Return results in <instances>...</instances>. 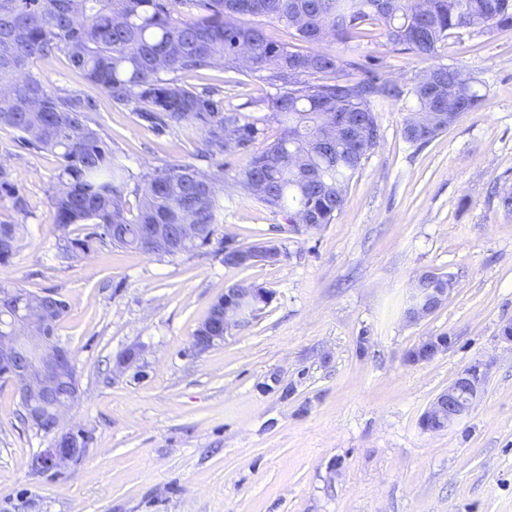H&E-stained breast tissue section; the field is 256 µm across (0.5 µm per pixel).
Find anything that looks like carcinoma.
<instances>
[{"mask_svg": "<svg viewBox=\"0 0 512 512\" xmlns=\"http://www.w3.org/2000/svg\"><path fill=\"white\" fill-rule=\"evenodd\" d=\"M0 0V127L21 134L33 148L61 160L49 194L58 235V254L73 261L96 244L142 251L148 224H198L186 253L211 243L220 211L224 171L186 163L136 172L115 153L93 127L91 100L49 88L33 73L37 58L64 54L84 78L99 87L118 107H130L157 132L182 128L202 133V157L224 155V122L230 134L249 144L261 133L240 112L224 111V99L210 91L180 84L175 73L220 67L241 71L243 47L255 71L266 69L279 83L268 97L266 121L280 126L279 135L250 154L234 181L250 197L271 209L288 212V223L319 230L342 212L347 188L361 164L349 159L341 141L324 143L323 113L339 110L361 124L363 136L378 139V99L397 91L376 75L357 79V63L333 50H292L272 39L260 23H284L296 36L319 46L328 38L349 44L381 29L386 42L419 58L435 54L438 44L460 28H512V0ZM194 8L189 16L179 7ZM446 85L443 95L429 92V73L421 75L409 94L414 112L433 114L432 122L412 128L404 137L425 144L448 128V120L477 110L484 94L477 83H455L452 66L432 67ZM325 75L311 82L307 77ZM139 195L136 210L130 193ZM0 193L27 213L22 189L0 167ZM81 227L72 234L71 227ZM0 231L14 245L0 252L7 265L19 248L26 225L0 220Z\"/></svg>", "mask_w": 512, "mask_h": 512, "instance_id": "cac0c4a2", "label": "carcinoma"}]
</instances>
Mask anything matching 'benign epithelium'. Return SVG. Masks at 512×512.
I'll use <instances>...</instances> for the list:
<instances>
[{
  "mask_svg": "<svg viewBox=\"0 0 512 512\" xmlns=\"http://www.w3.org/2000/svg\"><path fill=\"white\" fill-rule=\"evenodd\" d=\"M193 228L180 225L181 239L165 238L162 230L155 229L147 239L153 248L163 241L167 248L176 250L181 240L188 239ZM281 251L274 240H266L246 248L224 245V261L238 267L255 262H276ZM433 272L420 273L411 288L406 318L417 322L437 311L448 301L449 288H426ZM223 307L215 312L214 333L196 336L191 351L201 354L224 342L225 336L254 318L260 306L267 304L272 295L250 284H236L224 290ZM54 309V300L46 298L42 310L37 311L29 299L18 292L13 306L0 313V369L9 373L8 381L23 387L20 400L25 417L37 430L47 433L49 443L31 459V470L40 475L62 472L69 464L82 457L89 434L86 431L57 433L63 411L70 405L71 397L78 395L73 388L62 384V373L73 370L71 351L61 345L56 337L47 335V314ZM451 339L448 336H428L408 353L413 363L427 362L446 352ZM485 373L479 365H472L458 375L426 408L421 420L429 431H442L466 416L483 389Z\"/></svg>",
  "mask_w": 512,
  "mask_h": 512,
  "instance_id": "benign-epithelium-1",
  "label": "benign epithelium"
}]
</instances>
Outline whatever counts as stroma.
I'll list each match as a JSON object with an SVG mask.
<instances>
[{
	"mask_svg": "<svg viewBox=\"0 0 512 512\" xmlns=\"http://www.w3.org/2000/svg\"><path fill=\"white\" fill-rule=\"evenodd\" d=\"M327 49L373 68L399 96L377 100L380 136L351 179L340 215L293 231L286 212L247 198L233 176L250 153H226L224 213L210 245L158 259L101 245L56 256L49 191L61 161L0 129V165L26 191L27 215L0 196V220L27 232L0 278L67 303L55 335L72 353L79 397L61 430L91 442L63 475L34 474L47 444L26 422L12 384L0 383V512H512V28L460 29L420 59L379 32ZM478 77L486 100L417 146L402 130L415 78L437 64ZM52 88L90 98L91 117L133 169L192 163L200 134H158L112 105L65 55L34 60ZM180 83L224 107L261 117L276 91L267 72L205 69ZM275 240L274 263L226 265L225 244ZM452 275L448 301L405 316L418 274ZM273 294L258 318L195 354L193 335L225 288ZM451 346L429 362L408 352L423 338ZM134 364L118 370L129 348ZM484 391L452 428L421 416L467 367Z\"/></svg>",
	"mask_w": 512,
	"mask_h": 512,
	"instance_id": "obj_1",
	"label": "stroma"
}]
</instances>
